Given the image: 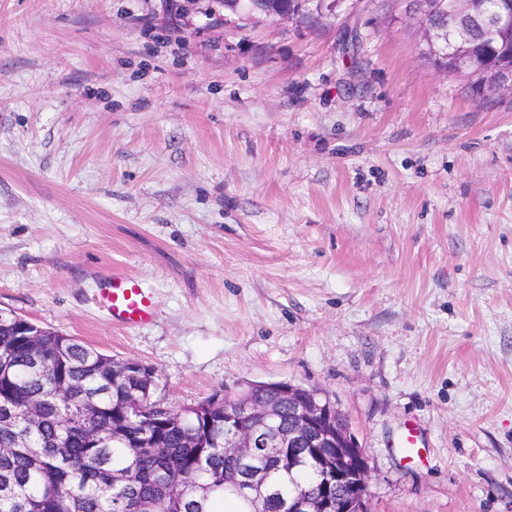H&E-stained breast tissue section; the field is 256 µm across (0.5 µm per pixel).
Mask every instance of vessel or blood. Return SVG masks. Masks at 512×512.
I'll return each instance as SVG.
<instances>
[{
    "label": "vessel or blood",
    "mask_w": 512,
    "mask_h": 512,
    "mask_svg": "<svg viewBox=\"0 0 512 512\" xmlns=\"http://www.w3.org/2000/svg\"><path fill=\"white\" fill-rule=\"evenodd\" d=\"M100 301L115 324L134 327L147 324L155 313L151 294L139 281L123 272H112L100 291Z\"/></svg>",
    "instance_id": "b4317fda"
}]
</instances>
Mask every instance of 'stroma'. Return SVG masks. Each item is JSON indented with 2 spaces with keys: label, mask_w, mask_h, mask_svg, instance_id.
Returning a JSON list of instances; mask_svg holds the SVG:
<instances>
[{
  "label": "stroma",
  "mask_w": 512,
  "mask_h": 512,
  "mask_svg": "<svg viewBox=\"0 0 512 512\" xmlns=\"http://www.w3.org/2000/svg\"><path fill=\"white\" fill-rule=\"evenodd\" d=\"M408 8L0 0V310L171 407L323 392L371 512H512V97L438 69ZM115 269L148 324L100 304ZM101 288L100 301L115 324L134 327L147 324L155 313L152 295L139 281L123 272L112 271Z\"/></svg>",
  "instance_id": "35a3bbf8"
}]
</instances>
